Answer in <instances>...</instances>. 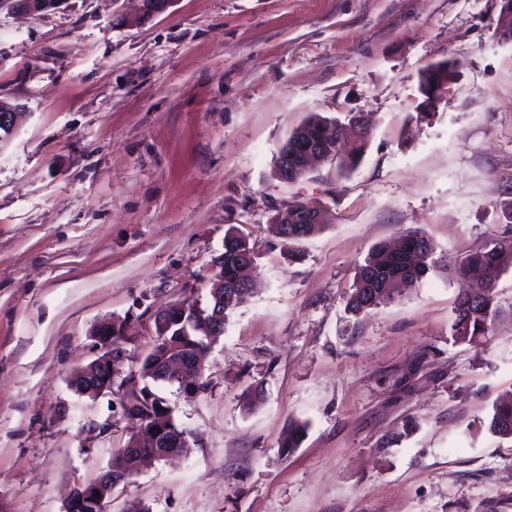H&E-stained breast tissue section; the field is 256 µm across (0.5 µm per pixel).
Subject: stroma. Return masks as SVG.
<instances>
[{"instance_id": "35a3bbf8", "label": "stroma", "mask_w": 512, "mask_h": 512, "mask_svg": "<svg viewBox=\"0 0 512 512\" xmlns=\"http://www.w3.org/2000/svg\"><path fill=\"white\" fill-rule=\"evenodd\" d=\"M136 9L0 4V98L25 112L0 143V512H63L125 447L117 397L69 384L92 329L124 322L120 369L140 368L159 310L207 302L231 224L256 244L254 287L199 391L156 386L190 448L108 512H512V441L484 425L512 397V313L478 345L448 335L458 266L512 196L499 0H173L123 25ZM447 58L422 115L420 77ZM314 113L363 116V161L284 183L279 150ZM295 199L326 225L289 246L269 226ZM411 231L434 245L427 277L348 312L369 249ZM456 60L448 59L430 65L421 77L420 94L423 101L420 104L421 112H433L437 102L448 92V85L458 69Z\"/></svg>"}]
</instances>
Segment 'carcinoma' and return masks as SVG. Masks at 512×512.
<instances>
[{"instance_id": "carcinoma-1", "label": "carcinoma", "mask_w": 512, "mask_h": 512, "mask_svg": "<svg viewBox=\"0 0 512 512\" xmlns=\"http://www.w3.org/2000/svg\"><path fill=\"white\" fill-rule=\"evenodd\" d=\"M349 145L345 153H336L337 168L340 172H350L354 167L355 158H363L367 141L364 139L344 140ZM236 226L229 225L224 234V242L231 243L232 248H224V281H238L246 277L239 261L233 257L238 250L254 249L248 241L239 237H229V232ZM320 229L318 224L306 223L304 202L299 201L288 205V223L281 224L273 220L270 230L284 242L298 243ZM432 242L423 235L406 234L394 242H384L373 247L367 254L364 264L360 265L355 277L348 308L354 313L374 310L394 299L391 284L406 278L413 284L423 281L430 270L428 260L433 253ZM512 252V237L497 239L493 247L484 248L469 254L459 268L458 274L464 278L472 268L483 271V279L469 288H464L454 307V316L448 325V336L455 342L477 344L483 342L490 327L502 313V306L496 292L497 282L502 274L500 255L504 251ZM188 312L185 321L178 327L161 335L159 328H154L155 336L152 345L146 353L142 368L138 371L140 387H126L133 378V372L115 373L112 393L118 396L122 415L138 413L149 418L147 426H162L172 428L182 433V429L172 418H164L159 408L162 402L152 384L159 382L156 373L151 371V363L167 357L169 352L181 354L206 355L211 347L209 336L204 330V322L210 315L211 303L200 305L198 301L186 302ZM153 395L152 406H147L143 400ZM488 430L495 436L512 439V401L494 405L488 418ZM306 433V424L294 422L286 431L281 448L285 453L299 447ZM112 467L122 471L126 478H131L138 472L139 464L136 459L125 454L119 448L114 454Z\"/></svg>"}]
</instances>
